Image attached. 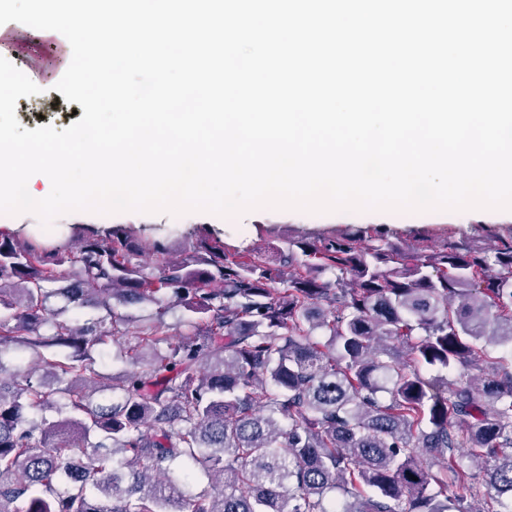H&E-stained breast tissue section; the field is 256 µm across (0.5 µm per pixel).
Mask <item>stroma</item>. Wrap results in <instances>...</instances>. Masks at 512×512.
Returning a JSON list of instances; mask_svg holds the SVG:
<instances>
[{"label": "stroma", "mask_w": 512, "mask_h": 512, "mask_svg": "<svg viewBox=\"0 0 512 512\" xmlns=\"http://www.w3.org/2000/svg\"><path fill=\"white\" fill-rule=\"evenodd\" d=\"M68 46V40L57 32L49 34L18 22L0 25V57L12 62L40 89L39 95L17 101L16 117L24 128L32 130L48 124L60 130L75 123L76 103L67 102L55 89L71 61ZM111 225L134 229L144 237L167 239L177 250L199 225L206 226L213 238L224 243L273 250L286 248L289 240L294 238H314L345 227L377 228L385 231L390 241L399 244L408 242L420 229L429 230L440 243L466 238L486 242L500 228L512 227V211L308 213L260 208L220 220L201 212L180 216L119 212L112 218Z\"/></svg>", "instance_id": "35a3bbf8"}]
</instances>
